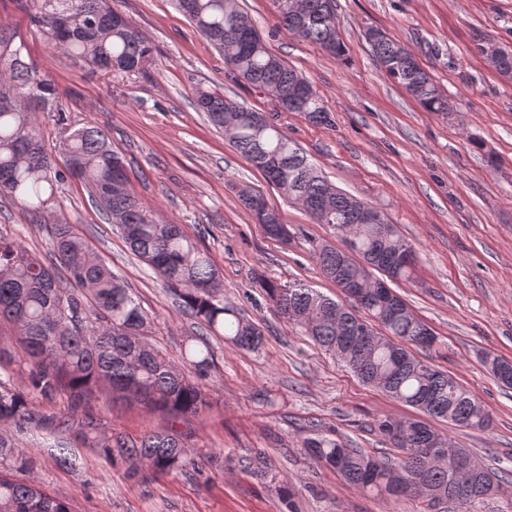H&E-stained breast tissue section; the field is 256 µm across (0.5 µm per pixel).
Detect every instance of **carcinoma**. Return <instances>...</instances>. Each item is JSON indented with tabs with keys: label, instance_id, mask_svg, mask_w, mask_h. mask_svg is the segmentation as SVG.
I'll return each instance as SVG.
<instances>
[{
	"label": "carcinoma",
	"instance_id": "1",
	"mask_svg": "<svg viewBox=\"0 0 512 512\" xmlns=\"http://www.w3.org/2000/svg\"><path fill=\"white\" fill-rule=\"evenodd\" d=\"M189 23L224 58L235 78L269 97L283 112H303L309 121H329L312 84L272 51L238 0H174ZM31 21L73 59L106 72L135 73L153 58V48L137 26L112 8V0H37ZM279 26L291 35L338 56L342 52L334 0H274ZM372 56L386 74L426 111L446 114L456 104L420 66L412 50L384 34L364 33ZM55 80L29 56L22 35L0 23V197L20 205L32 224H40L57 186L78 179L105 223L116 225L133 254L171 288L177 306L216 339L254 352L263 330L234 307L224 304L223 284L210 254L182 225L156 219L129 191L130 174L122 154L100 129L73 130L64 139L58 163L43 144L36 112H64ZM196 108L267 182L304 208L316 224L345 236L344 247L322 244L314 251L320 274L336 283L341 300L328 298L300 283L261 282L265 297L289 326L305 332L320 349L339 358L364 384L421 414L448 424L485 430L492 422L481 399L447 371L419 358L414 349L431 350L435 336L404 299L381 302L363 263L388 266L391 282L414 274L415 250L398 225L383 220L366 224L360 215L369 203L329 183L302 154L295 141L266 115L218 92L199 88ZM258 193L239 190L241 203L264 234L281 241L287 235L280 211ZM51 260L28 253L0 236V321L11 322L22 351L0 345V424L22 431L32 425L58 428L69 441L55 444L58 465H73L68 447L90 448L112 466L125 468L131 480L148 475L187 472L184 437L176 430L137 437L105 434L86 415L59 421L37 416L32 401L53 400L66 393L79 405L102 386L112 396L166 410L175 417L200 413L208 405L201 380L215 366L213 348L204 338L184 346L182 359L195 377L179 369L144 334L147 314L131 289L91 247L76 226L56 220L51 230ZM28 374L20 389L7 366ZM484 363L502 385L512 363L485 355ZM374 431L396 450L375 456L349 443L342 434L310 430L304 441L316 465L336 472L349 486L393 502L413 499L419 512H475L476 504L497 495L504 475L478 462L471 453L429 423L413 418L381 417ZM470 462L464 472L455 461ZM242 467L264 481L270 474L258 454ZM36 460L15 436L0 431V512H73L71 504L37 480Z\"/></svg>",
	"mask_w": 512,
	"mask_h": 512
}]
</instances>
